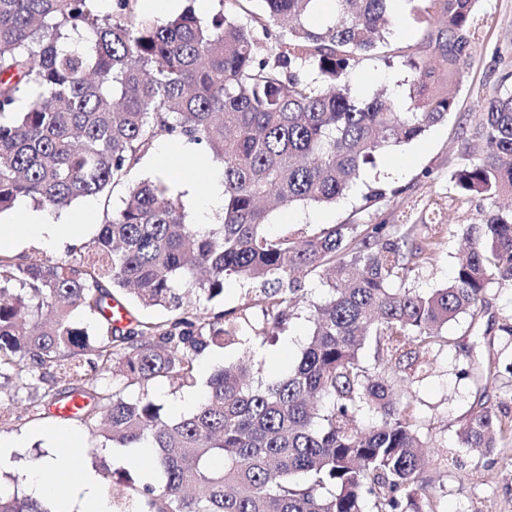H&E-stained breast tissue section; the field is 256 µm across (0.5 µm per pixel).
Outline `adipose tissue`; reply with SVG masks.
<instances>
[{"mask_svg":"<svg viewBox=\"0 0 512 512\" xmlns=\"http://www.w3.org/2000/svg\"><path fill=\"white\" fill-rule=\"evenodd\" d=\"M16 209L21 216L18 224L8 232L0 231V246L13 245L20 240L37 237L50 247L75 240L81 223L88 217V211L78 212L72 223L55 224L45 215L28 212L26 200H18ZM64 465L60 456L44 458L26 473V492L38 500H61L77 505L78 512H112V505L103 493L96 473L82 470L77 478L71 479L63 473Z\"/></svg>","mask_w":512,"mask_h":512,"instance_id":"1","label":"adipose tissue"}]
</instances>
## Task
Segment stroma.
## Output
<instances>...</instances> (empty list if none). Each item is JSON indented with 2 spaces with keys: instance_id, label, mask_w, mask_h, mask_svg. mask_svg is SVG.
Here are the masks:
<instances>
[{
  "instance_id": "obj_1",
  "label": "stroma",
  "mask_w": 512,
  "mask_h": 512,
  "mask_svg": "<svg viewBox=\"0 0 512 512\" xmlns=\"http://www.w3.org/2000/svg\"><path fill=\"white\" fill-rule=\"evenodd\" d=\"M474 23L478 39L471 60L453 85L457 106L447 120L414 141L387 149L336 205H300L271 211L265 226L270 237L301 227L383 221L413 224L420 211L433 203L444 208L446 222H481L486 201L477 197L463 203L455 201L450 175L463 161L461 144L474 127L477 102L502 92L504 75L512 73V0H481ZM418 77V72L397 61L386 63L379 54L353 70L349 80L361 94L384 89L406 107L411 103L409 87ZM378 180L403 187L404 192L381 209L364 208L362 197L368 185ZM465 249L459 234L444 233L436 261L412 276L411 287L428 292L446 284ZM298 295L297 316L277 341L262 336V313L253 309L240 344L216 347L199 357L195 387L180 388L166 381L152 384L149 392L161 405L164 416L174 419L183 415V401L203 394L208 377L218 365L245 363L267 382L293 366L311 333L310 309L327 296L318 273L302 277ZM487 301L488 309L479 321L463 315L449 322L445 331L449 346L427 354L429 372L412 387L419 410L418 433L428 460L424 475L435 488L429 504L431 512H512V439H501L493 454L486 455L461 447L458 436L477 400H485L496 414L512 416V374L501 372L490 377L481 396L471 379L464 376L468 369L486 371L492 352L498 354L501 363L512 362V336L499 331L504 319L512 316V287L490 288ZM28 399V389L18 382L0 394V408L5 411L0 418V439L22 443L0 462V488L10 491L22 489L28 466L55 453L45 434L57 427L60 419L51 409L40 420L24 419ZM74 448L86 467L98 475L126 466V449L106 445L103 437L86 425H79Z\"/></svg>"
}]
</instances>
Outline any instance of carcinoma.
I'll list each match as a JSON object with an SVG mask.
<instances>
[{"instance_id":"cac0c4a2","label":"carcinoma","mask_w":512,"mask_h":512,"mask_svg":"<svg viewBox=\"0 0 512 512\" xmlns=\"http://www.w3.org/2000/svg\"><path fill=\"white\" fill-rule=\"evenodd\" d=\"M0 0V214L27 199L62 208L125 183L165 133L203 144L224 173V212L204 231L187 222L161 179L128 187L89 250L56 262L0 252V377L27 378V418L74 397L75 415L120 448H147L155 484L110 475L113 512H419L434 488L417 435L415 354L448 344L442 330L487 309L489 288L512 285V91L475 115L474 142L450 181L457 200L491 202L448 285L407 287L431 263L448 225L337 224L267 236L268 205H331L393 144L419 138L456 108L450 90L471 58L479 0H419L423 40L400 57L418 70L403 110L383 93L359 96L351 70L388 45L392 0H225L202 22L187 9L165 20L138 0ZM434 44L440 60L426 56ZM402 193L368 188L364 208ZM319 269L328 288L311 311L299 360L278 379L243 364L214 369L194 410L162 415L148 386L196 384L197 357L238 343L253 306L269 332L296 315L297 275ZM252 286L254 304L229 318L206 304L226 280ZM198 304L184 302L185 286ZM161 307L164 322L106 309ZM376 337L382 368L362 365ZM379 424H358L360 410ZM512 420L477 402L459 431L490 454ZM0 512H61L0 490Z\"/></svg>"}]
</instances>
